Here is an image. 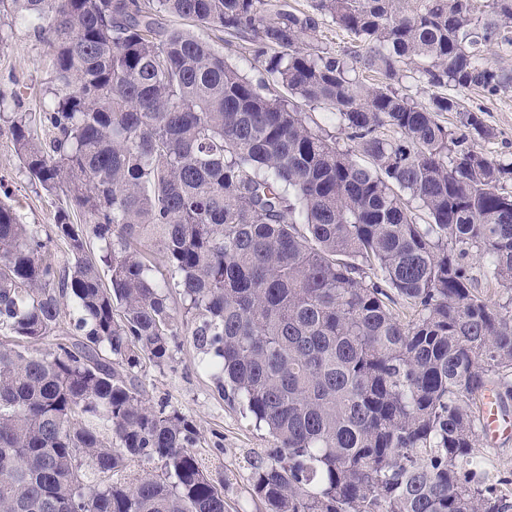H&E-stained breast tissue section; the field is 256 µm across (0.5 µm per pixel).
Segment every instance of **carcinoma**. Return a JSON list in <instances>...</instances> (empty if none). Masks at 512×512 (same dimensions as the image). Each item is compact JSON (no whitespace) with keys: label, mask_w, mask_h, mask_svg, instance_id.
Returning a JSON list of instances; mask_svg holds the SVG:
<instances>
[{"label":"carcinoma","mask_w":512,"mask_h":512,"mask_svg":"<svg viewBox=\"0 0 512 512\" xmlns=\"http://www.w3.org/2000/svg\"><path fill=\"white\" fill-rule=\"evenodd\" d=\"M312 7L358 49L272 0H0L51 55L42 112L12 113L16 155L83 218L45 234L0 199V512H227L192 424L135 375L181 336L274 442L253 464L266 512H512L476 452L485 393L512 401V161L478 147L495 133L477 112L397 88L405 67L429 89L511 86L484 55L512 47V0L477 23L473 0ZM165 18L250 42L260 78ZM303 110L306 112L311 127L322 129L323 132L335 136L340 146H347L349 142L346 140L344 133L341 132L335 115L319 107L303 106ZM470 275L474 278V285L481 296L488 300L496 301L499 299L496 288H492L486 283L484 272L485 264L482 260H478L475 257H469L467 259Z\"/></svg>","instance_id":"obj_1"}]
</instances>
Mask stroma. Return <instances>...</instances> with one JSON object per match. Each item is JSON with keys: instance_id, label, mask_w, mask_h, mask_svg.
Segmentation results:
<instances>
[{"instance_id": "35a3bbf8", "label": "stroma", "mask_w": 512, "mask_h": 512, "mask_svg": "<svg viewBox=\"0 0 512 512\" xmlns=\"http://www.w3.org/2000/svg\"><path fill=\"white\" fill-rule=\"evenodd\" d=\"M51 73L48 49L31 29L15 26L6 46L0 47V91L16 94L24 111L42 109L43 91ZM467 109L481 113L494 130L493 139L482 142L489 155L512 159V88L489 95L479 89L448 88ZM10 198L24 223L50 227L56 212L66 205L63 196L50 194L30 181L17 158L7 119H0V199ZM139 382L152 404L188 417L197 432L198 453L214 480L224 483L228 512H263L249 494L252 464L266 458L273 446L264 429L230 403L188 337H180L168 363L144 364Z\"/></svg>"}]
</instances>
